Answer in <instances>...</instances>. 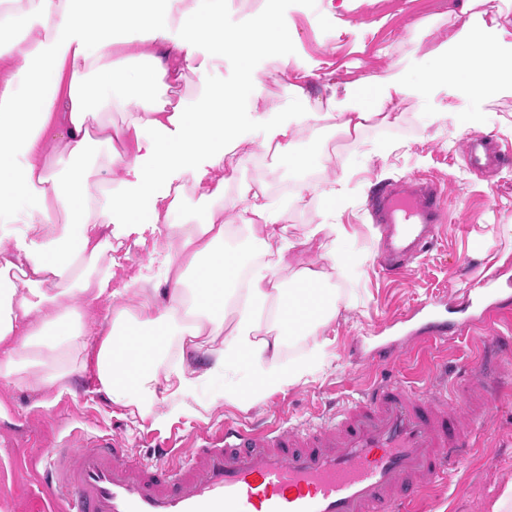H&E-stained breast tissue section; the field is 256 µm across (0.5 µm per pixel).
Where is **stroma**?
<instances>
[{"instance_id":"35a3bbf8","label":"stroma","mask_w":512,"mask_h":512,"mask_svg":"<svg viewBox=\"0 0 512 512\" xmlns=\"http://www.w3.org/2000/svg\"><path fill=\"white\" fill-rule=\"evenodd\" d=\"M465 0H230L224 30L236 34L247 20L271 10L286 28L277 34L272 54L286 57L282 72L269 69L266 59L256 60L260 83L248 96L258 111H287L293 102L291 86L304 68L318 75L314 93L343 92L346 85L365 76L388 77L405 57L428 55L457 28ZM468 100L448 87H435L423 101L407 99L389 109L387 118H374L338 159L320 153L321 135L332 132V122L306 129L298 136L296 152L311 155L312 182L304 202L289 199L295 169L279 162L259 143L245 142L235 154L242 163L240 179L263 184L281 202L282 221L288 225L322 221L318 192L335 182L343 201L336 215L346 239L315 241L291 250L282 278L311 263H325L335 249L345 250L360 263L348 277L334 278L343 300L339 314L327 330L331 340L324 364L299 384L271 393L245 407L225 400L212 401L203 390L198 402L170 415V403L159 410L162 424L140 421L110 404L95 390L90 374L74 378L68 391L26 388L0 379V512H31L37 493L34 476L22 467L26 456H40L59 447L72 433L90 436L114 434L122 438L134 462L152 460L147 435L178 438L201 435L232 419L243 424L257 421L286 427L317 424L329 402L345 404L369 383L398 379L422 388L432 377H444L475 365L479 341L469 334L423 343L402 351L387 366L349 360L351 341L373 346L400 335L398 317L419 302L441 300L436 313L447 317L448 308L477 301L483 281H491L499 296L512 297V166L493 175L470 169L465 144L470 135L492 137L502 150L512 151V94H498L484 105L486 125L473 128L461 115ZM447 113L444 121L434 120ZM416 177L434 181L446 196L447 222L442 235L417 261L399 274L384 272L378 264L379 230L372 224L369 203L381 185ZM487 430L474 455L460 461L447 479L430 484L419 512H486V504L512 480V395L495 402L485 420Z\"/></svg>"}]
</instances>
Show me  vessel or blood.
Listing matches in <instances>:
<instances>
[{
	"label": "vessel or blood",
	"instance_id": "vessel-or-blood-1",
	"mask_svg": "<svg viewBox=\"0 0 512 512\" xmlns=\"http://www.w3.org/2000/svg\"><path fill=\"white\" fill-rule=\"evenodd\" d=\"M490 140L466 142L472 169L500 165ZM375 223L388 225L385 271L400 273L431 245L446 207L440 186L405 180L380 188L370 202ZM412 338L445 334L424 319ZM512 308L491 304L468 317L482 358L452 381L451 393H419L398 380L368 388L312 426H249L227 421L186 438L182 454L160 443L151 462L135 463L119 438L80 437L43 456L38 512H410L426 486L447 477L478 446L477 422L501 391L499 371L512 341L497 333Z\"/></svg>",
	"mask_w": 512,
	"mask_h": 512
}]
</instances>
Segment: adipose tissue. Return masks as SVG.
<instances>
[{
	"instance_id": "obj_1",
	"label": "adipose tissue",
	"mask_w": 512,
	"mask_h": 512,
	"mask_svg": "<svg viewBox=\"0 0 512 512\" xmlns=\"http://www.w3.org/2000/svg\"><path fill=\"white\" fill-rule=\"evenodd\" d=\"M228 2L0 0V29L26 18L39 28L11 46L20 64L0 90V377L23 385L36 367L40 383L65 390L91 368L97 392L113 405L157 421L161 402L172 401L179 414L216 379L225 382L221 399L244 406L300 383L327 356L326 330L339 312L329 275H344L347 264L336 251L328 267L304 266L286 280L280 270L296 246L341 236L339 194L328 184L322 222L289 229L264 187L237 179L235 148L256 138L301 167L309 158L295 151L298 133L326 120L355 135L386 107L426 98L445 82L476 101L464 115L476 126L484 118L479 101L512 94V78L497 68L512 62V39L472 15L433 52L446 69L425 79H407L425 68L407 58L388 78L368 76L342 98L321 100L307 71L293 86V111L228 105L218 78ZM134 43L145 46L144 62L129 69L115 56ZM197 71L214 79L189 112L169 92ZM105 84L113 109L127 115L123 127L100 116L96 90ZM118 163L123 178L102 180ZM231 184L244 204L240 225L218 210L168 223L187 186L220 200ZM242 230L246 249L227 247ZM131 237L151 243L162 284L143 287L140 275H120L114 261L99 266L113 241ZM132 290L139 302L130 307L123 298ZM103 300L108 322L88 336L77 310ZM290 336L307 341L303 356L286 358ZM240 363L249 382L227 381Z\"/></svg>"
}]
</instances>
